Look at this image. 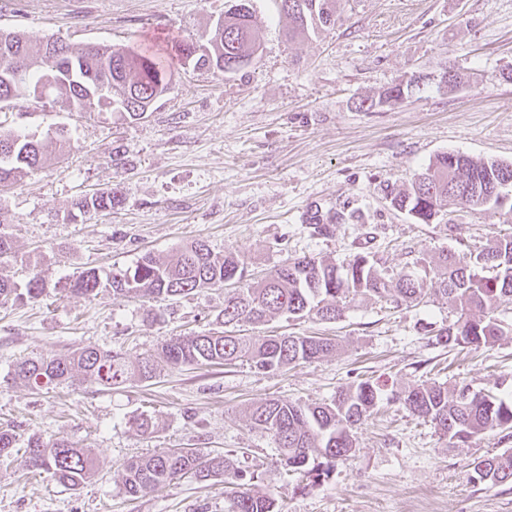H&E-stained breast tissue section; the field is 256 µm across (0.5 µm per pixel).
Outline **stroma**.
<instances>
[{
  "instance_id": "1",
  "label": "stroma",
  "mask_w": 512,
  "mask_h": 512,
  "mask_svg": "<svg viewBox=\"0 0 512 512\" xmlns=\"http://www.w3.org/2000/svg\"><path fill=\"white\" fill-rule=\"evenodd\" d=\"M228 0H0V30L23 33L32 48L68 45L136 49L197 41ZM262 47L243 72L175 67L169 90L144 118L78 112L51 100L15 101L7 125L38 140L66 127L72 148L0 185L11 256L0 277L25 284L38 265L50 289L37 302L0 298V427L43 440L67 438L96 457L80 489L33 475L23 448L0 461V512H227L223 477L174 481L139 496L125 493L124 461L170 448L233 455L255 473L281 512H512V483L473 484L474 461L512 448V429L459 442L404 406L382 398L353 430L354 448L328 479L307 487L287 476L273 438L254 429L248 407L277 398L331 402L364 379L391 387L466 385L512 396V310L489 347H449L427 324L455 321L445 299L395 306L356 297L343 318L277 317L248 326L252 336L332 338L336 351L275 374L247 364L159 366L150 382L113 391L91 381L37 392L15 377L27 358L86 346L130 361L175 335L215 328L223 287L150 304L104 292L88 299L56 290L89 267L163 258L194 241L239 255L263 274L314 255L339 264L356 253L399 271L415 253L463 252L512 232V210L441 209L417 224L390 204L440 153L512 163V0H339L335 30L288 39L278 0H254ZM460 69L454 91L430 86L404 103L361 112L363 99L417 72ZM117 191L112 212L73 215L81 196ZM332 221L312 235L311 215ZM458 232H449V225ZM156 421L154 433L135 424Z\"/></svg>"
}]
</instances>
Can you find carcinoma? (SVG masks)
<instances>
[{
    "label": "carcinoma",
    "instance_id": "carcinoma-1",
    "mask_svg": "<svg viewBox=\"0 0 512 512\" xmlns=\"http://www.w3.org/2000/svg\"><path fill=\"white\" fill-rule=\"evenodd\" d=\"M291 21L288 37L327 29L336 24V0H279ZM209 53H196V45L181 42L171 59L196 70L235 73L247 67L261 48L254 21L252 0H232L209 31ZM54 54L68 64L56 69L49 55L38 50L40 69L30 71L32 48L18 32L0 33V101L19 100L46 91L67 107L85 111L87 100L97 105H115L129 117L146 115L154 102L169 89L172 68L163 56L147 51L93 45L78 50L57 41ZM414 80L395 84L376 100L358 103L363 111L392 106L405 99ZM51 155L49 145L20 135L0 121V184L14 182L27 170L42 166ZM512 194V164L474 160L444 152L435 157L426 172L411 187L391 198L394 209L414 222L428 224L444 207L500 209ZM120 203L116 192L83 196L74 209L110 211ZM379 259L357 253L336 265L316 256L291 258L264 279H245V263L230 251L220 255L202 241L179 249L165 261L142 255L134 265L107 273L95 267L82 270L63 285L70 294L88 299L104 289L125 297L135 293L149 303L184 298L199 288L237 283L226 292L221 310L222 330L178 336L164 341L155 355L129 362L122 353L83 347L57 357L23 360L14 374L37 391L55 386H73L90 379L107 389H118L133 378L148 382L156 377L157 363L183 366L232 365L245 362L262 372L291 364L312 362L328 356L335 342L322 336H248L236 330L242 324H264L277 315L290 318L314 316L321 321L340 319L356 296H374L397 304L420 303L426 283L419 268L429 267L431 284L454 307L457 319L435 333L442 345H490L501 333L496 313L512 304V234H503L477 252H441L422 256L391 278L383 277ZM47 288L37 267H32L25 293L0 279V297L16 295L37 300ZM482 317L476 319L471 312ZM379 383L362 381L343 388L330 403L306 405L277 399L261 401L249 410L252 425L271 434L281 461L288 470L313 481L327 477L335 462L350 458L352 430L376 405ZM393 398L412 415L422 418L449 439L465 441L496 429H512V397L493 392H474L466 385L452 389L442 384H417L394 391ZM15 429L0 428V457L16 447ZM25 453L31 467L41 470L57 484L76 489L94 474L95 460L89 448H80L65 438L44 441L27 438ZM125 492L131 496L162 488L186 475L199 479L222 475L229 488L230 512H280L276 499L257 488L256 476L238 468L223 455L208 456L192 448H174L123 464ZM512 480V450L473 464L469 480L495 485Z\"/></svg>",
    "mask_w": 512,
    "mask_h": 512
}]
</instances>
